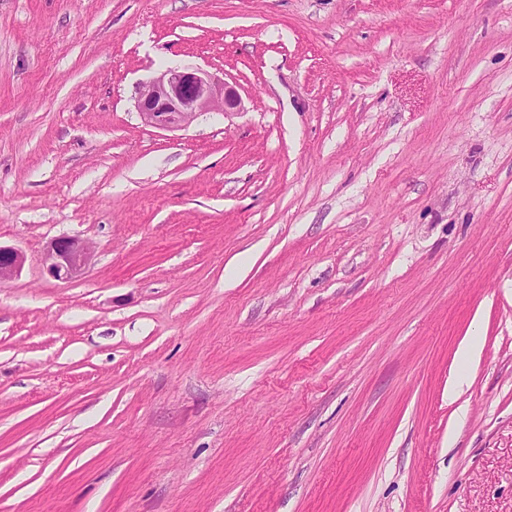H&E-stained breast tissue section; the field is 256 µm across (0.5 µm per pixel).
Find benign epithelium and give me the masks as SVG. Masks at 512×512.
Wrapping results in <instances>:
<instances>
[{
	"instance_id": "obj_1",
	"label": "benign epithelium",
	"mask_w": 512,
	"mask_h": 512,
	"mask_svg": "<svg viewBox=\"0 0 512 512\" xmlns=\"http://www.w3.org/2000/svg\"><path fill=\"white\" fill-rule=\"evenodd\" d=\"M137 110L142 121L158 129L182 128L202 112H238L241 99L223 80L194 65L168 67L138 92ZM92 246L77 237L62 236L49 242L43 262L50 277L70 281L89 265ZM24 262L11 247L0 246V283L15 277Z\"/></svg>"
}]
</instances>
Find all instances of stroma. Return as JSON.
<instances>
[{
	"label": "stroma",
	"instance_id": "obj_1",
	"mask_svg": "<svg viewBox=\"0 0 512 512\" xmlns=\"http://www.w3.org/2000/svg\"><path fill=\"white\" fill-rule=\"evenodd\" d=\"M0 245V512H512V0H0ZM142 121L158 129L182 128L202 112H238L241 99L224 80L194 65L168 67L138 92ZM89 242L77 237L62 236L49 242L43 262L50 277L57 281H70L79 277L92 257ZM23 262L24 257L18 250L0 246V283L15 277Z\"/></svg>",
	"mask_w": 512,
	"mask_h": 512
}]
</instances>
